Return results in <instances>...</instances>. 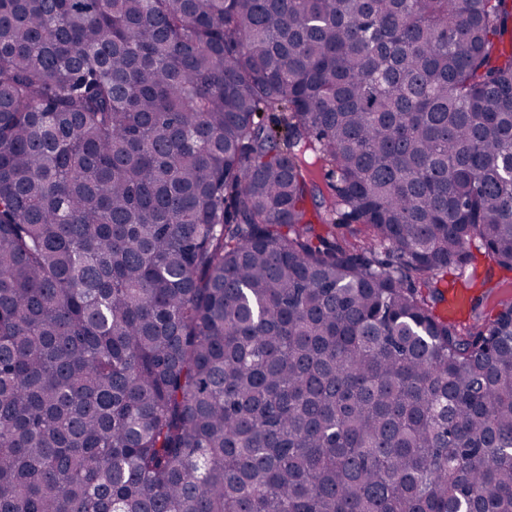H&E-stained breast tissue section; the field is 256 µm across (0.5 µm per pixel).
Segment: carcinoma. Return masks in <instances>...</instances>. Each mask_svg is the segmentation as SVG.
Here are the masks:
<instances>
[{
	"mask_svg": "<svg viewBox=\"0 0 512 512\" xmlns=\"http://www.w3.org/2000/svg\"><path fill=\"white\" fill-rule=\"evenodd\" d=\"M477 253L512 0H0V512H512ZM477 259L472 264L466 267L463 275H460V270L454 264L448 266V288H464L468 291V295L458 291H452L448 294V301L442 306L440 314L443 318L455 319L460 317L469 306V298L473 301L482 303V307L489 313L494 315L498 310V302L507 299L510 296L512 300V272H502L497 267L492 270V282L507 279V285L499 288L498 292L485 297L487 287L491 284H484L488 276L487 261L476 254ZM455 282V283H454ZM470 308L466 311L463 317L459 320H465L468 317Z\"/></svg>",
	"mask_w": 512,
	"mask_h": 512,
	"instance_id": "cac0c4a2",
	"label": "carcinoma"
}]
</instances>
